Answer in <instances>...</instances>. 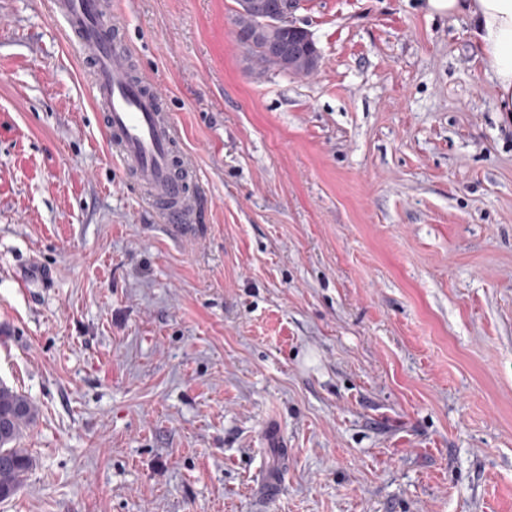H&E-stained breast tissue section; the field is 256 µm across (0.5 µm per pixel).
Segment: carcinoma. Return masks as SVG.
<instances>
[{
  "instance_id": "carcinoma-1",
  "label": "carcinoma",
  "mask_w": 512,
  "mask_h": 512,
  "mask_svg": "<svg viewBox=\"0 0 512 512\" xmlns=\"http://www.w3.org/2000/svg\"><path fill=\"white\" fill-rule=\"evenodd\" d=\"M233 24L237 41L247 56L265 69L272 67L267 45L253 38L260 25L259 17L236 11ZM35 416L36 408L26 395L0 383V501L16 495L24 486L32 458L28 449L20 447V441Z\"/></svg>"
}]
</instances>
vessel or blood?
I'll list each match as a JSON object with an SVG mask.
<instances>
[{
    "mask_svg": "<svg viewBox=\"0 0 512 512\" xmlns=\"http://www.w3.org/2000/svg\"><path fill=\"white\" fill-rule=\"evenodd\" d=\"M51 12L86 66L113 157L163 225L187 233L201 204L196 166L160 93L133 72L124 17L114 0H51Z\"/></svg>",
    "mask_w": 512,
    "mask_h": 512,
    "instance_id": "obj_1",
    "label": "vessel or blood"
}]
</instances>
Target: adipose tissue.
<instances>
[{"label":"adipose tissue","mask_w":512,"mask_h":512,"mask_svg":"<svg viewBox=\"0 0 512 512\" xmlns=\"http://www.w3.org/2000/svg\"><path fill=\"white\" fill-rule=\"evenodd\" d=\"M431 16L461 17L497 90V109L512 112V0H419Z\"/></svg>","instance_id":"adipose-tissue-1"}]
</instances>
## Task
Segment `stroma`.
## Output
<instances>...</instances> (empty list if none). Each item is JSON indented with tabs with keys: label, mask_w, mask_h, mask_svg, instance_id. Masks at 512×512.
<instances>
[{
	"label": "stroma",
	"mask_w": 512,
	"mask_h": 512,
	"mask_svg": "<svg viewBox=\"0 0 512 512\" xmlns=\"http://www.w3.org/2000/svg\"><path fill=\"white\" fill-rule=\"evenodd\" d=\"M118 2L201 226L124 181L50 0H0V381L37 410L0 512H512V115L466 22L301 0L295 78L234 0ZM286 1L288 0H239V9L250 13H241L237 10V7L234 10L233 24L235 26L237 41L245 50L247 56L252 61L261 65L264 69L275 68L287 75L289 74L298 77L308 76L311 72V67H309L302 56L295 59V63L290 70H288V64L284 69H281L268 62L266 48H268V54L272 58L279 62H284L286 61V58L284 56L285 51L283 48L272 40L266 45L262 41L253 39L254 31H256L255 38L259 39L264 37V28H259L257 30L260 25V19L257 15L279 16V14L285 9L283 2ZM290 1L295 0L288 1V15L286 16V20H288V22H292L291 18L294 14V12L289 14Z\"/></svg>",
	"instance_id": "1"
}]
</instances>
